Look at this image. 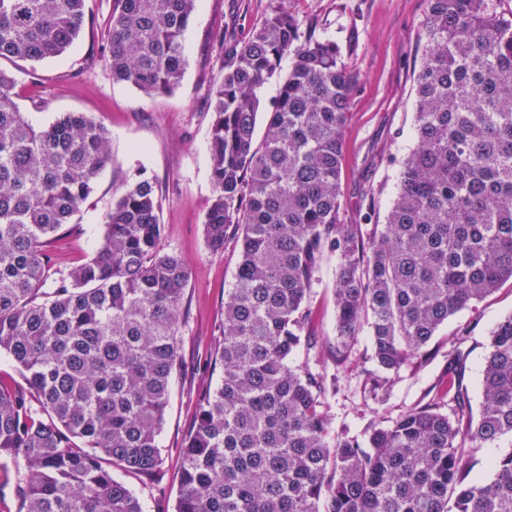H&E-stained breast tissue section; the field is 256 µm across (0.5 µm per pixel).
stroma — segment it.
<instances>
[{
	"label": "stroma",
	"mask_w": 512,
	"mask_h": 512,
	"mask_svg": "<svg viewBox=\"0 0 512 512\" xmlns=\"http://www.w3.org/2000/svg\"><path fill=\"white\" fill-rule=\"evenodd\" d=\"M112 0H87L95 18L64 55L41 63H0L15 79V101L34 126L53 122L64 112H83L110 132L112 165L96 178L95 190L73 223L65 225L49 253L54 271L68 273L87 261L102 240L105 215L126 182L140 170L156 181L163 232L159 248L176 253L189 273L179 337L182 365L159 436L163 465L153 478L132 474L123 480L140 498L145 512H174L182 450L197 415V395L217 381L210 361L220 336L224 299L240 261L235 237L223 251H211L204 221L213 196L208 152L214 114L209 88L231 58L216 37L242 40L264 19L269 0H202L184 33L186 68L171 92L147 95L116 83L104 59L106 17ZM301 37H333L357 74L344 127L341 173L342 219L370 230L383 223L396 192L399 163L413 142L415 75L422 62L418 40L425 0H288ZM335 257H326L310 294L317 315L319 360L336 377L325 407L329 433L361 432L373 420L391 418L424 398L448 365V351L461 344L467 354L464 385L472 409L482 401L481 380L489 332L512 314V281L474 307L449 318L431 346L437 354L426 366L406 365L391 386L374 398L360 373L371 345L357 336L349 361L332 364L336 350L333 297Z\"/></svg>",
	"instance_id": "1"
}]
</instances>
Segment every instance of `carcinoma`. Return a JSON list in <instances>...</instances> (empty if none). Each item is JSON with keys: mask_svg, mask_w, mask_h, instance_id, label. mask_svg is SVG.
<instances>
[{"mask_svg": "<svg viewBox=\"0 0 512 512\" xmlns=\"http://www.w3.org/2000/svg\"><path fill=\"white\" fill-rule=\"evenodd\" d=\"M198 0H112L105 56L112 80L173 90ZM92 22L86 0H0V62L70 50ZM415 76L414 141L385 216L363 234L342 220L343 130L357 83L331 38L300 40L287 0L233 50L210 89L214 194L204 236L240 245L211 365L182 452L175 512H512V453L470 483L474 449L512 437V316L489 332L481 409L461 371L429 399L359 435L329 437L336 378L294 365L316 348L309 296L337 257L340 366L371 336L365 384L420 369L442 324L512 280V12L493 0H426ZM288 78L254 145L260 91ZM0 69V353L23 373L0 382V457L21 456L17 512H143L112 475L152 476L180 364L188 271L162 253L156 183L140 171L106 214L102 243L67 274L49 246L112 164L109 131L82 112L32 126ZM452 412H444L445 406Z\"/></svg>", "mask_w": 512, "mask_h": 512, "instance_id": "obj_1", "label": "carcinoma"}]
</instances>
